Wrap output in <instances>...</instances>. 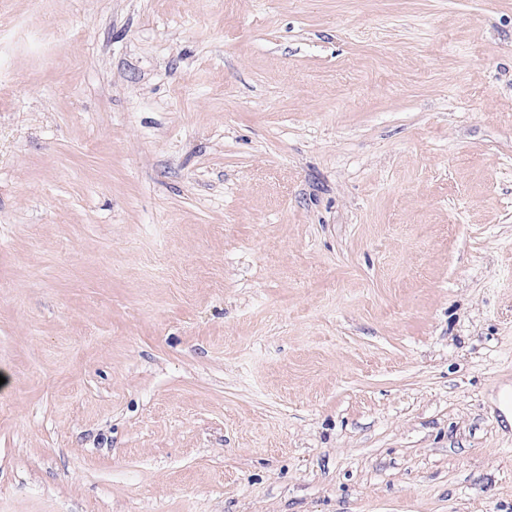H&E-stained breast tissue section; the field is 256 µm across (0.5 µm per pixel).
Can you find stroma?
I'll list each match as a JSON object with an SVG mask.
<instances>
[{
    "mask_svg": "<svg viewBox=\"0 0 512 512\" xmlns=\"http://www.w3.org/2000/svg\"><path fill=\"white\" fill-rule=\"evenodd\" d=\"M512 0H0V512H512Z\"/></svg>",
    "mask_w": 512,
    "mask_h": 512,
    "instance_id": "1",
    "label": "stroma"
}]
</instances>
